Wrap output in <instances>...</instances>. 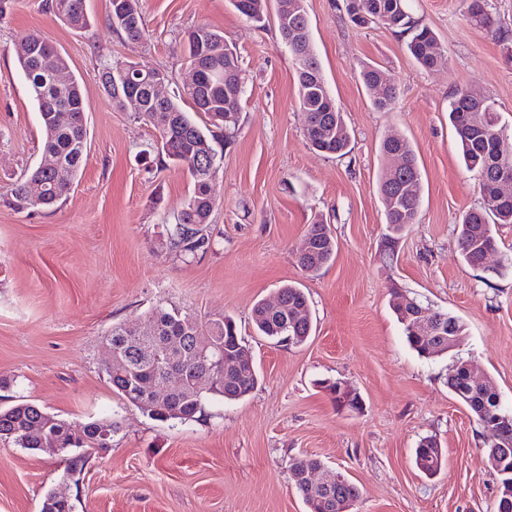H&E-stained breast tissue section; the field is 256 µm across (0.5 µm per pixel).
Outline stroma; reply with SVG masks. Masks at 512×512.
Here are the masks:
<instances>
[{
  "label": "stroma",
  "mask_w": 512,
  "mask_h": 512,
  "mask_svg": "<svg viewBox=\"0 0 512 512\" xmlns=\"http://www.w3.org/2000/svg\"><path fill=\"white\" fill-rule=\"evenodd\" d=\"M0 17V185L40 160L42 129L15 43L39 34L79 78L88 157L66 199L18 210L0 201V408L21 402L58 418L117 420L112 446L88 455L80 474L67 462L0 440V512H41L48 492L74 512H307L291 474L312 456L360 491L354 512H493L500 477L481 457L490 435L448 390L458 359L490 377L512 410V224L500 226L485 267L459 256L457 228L480 196L465 169L448 103L456 90L488 97L512 130V0H489L500 34L468 23L464 0H411L436 33L445 65L428 70L404 35L358 26L346 0H303L311 43L344 114L350 151L327 156L308 146L294 61L274 21L247 20L230 0H140L147 40L121 38L107 22L109 0H86L93 24L76 31L45 0H8ZM208 24L236 44L246 94L241 127L213 189V245L182 259L167 227L190 191L177 167L159 168L153 129L113 106L101 68L128 61L184 82L183 35ZM377 65L399 89L396 106L374 108L357 75ZM408 139L423 198L415 224L386 239L377 191L380 143ZM327 221L334 260L318 273L294 253L309 224ZM292 283L306 292L313 321L300 345L255 335L251 310ZM459 317L463 344L425 359L406 343L389 302L392 289ZM191 315H231L258 372L236 402L214 400L199 419H151L106 380L105 334L143 323L157 303ZM340 380L363 399L337 410L323 380ZM435 437L442 464L415 467L419 440Z\"/></svg>",
  "instance_id": "1"
}]
</instances>
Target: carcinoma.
<instances>
[{
	"instance_id": "1",
	"label": "carcinoma",
	"mask_w": 512,
	"mask_h": 512,
	"mask_svg": "<svg viewBox=\"0 0 512 512\" xmlns=\"http://www.w3.org/2000/svg\"><path fill=\"white\" fill-rule=\"evenodd\" d=\"M470 20L493 31L495 18L488 0H466ZM243 16L257 22L267 18V0H232ZM47 9L71 28L81 31L90 26L84 0H46ZM347 13L358 25L382 24L407 37L406 49L423 67L443 64L446 56L436 51L435 33L410 12L409 0H347ZM113 30L128 41L149 37L139 0H110L107 15ZM275 22L282 43L288 48L298 78V103L306 113L304 136L316 150L342 157L348 153L349 133L344 114L329 92L319 60L314 53L310 25L302 0H275ZM46 40L31 35L13 48L18 65L26 78L43 131L41 159L45 164L34 167L26 178L0 186V195L19 209L53 206L66 197L88 155V137L84 115L83 91L79 79L71 76L63 86L55 81V71L68 61L59 51H36L32 45ZM186 60L199 75L196 87L178 86L159 99L153 85L162 81L172 84L168 73L154 69L144 75L133 65L116 61L99 73L105 94L118 108L132 113L157 132L155 144L158 162L181 167L189 176L191 191L169 228V247L177 257L195 256L211 249L208 224L219 205L213 193V181L222 161L224 139L231 138L241 121L245 85L241 58L236 47L224 45V33L201 24L186 33ZM365 89L373 94L374 106L391 110L398 99L397 85L375 66L359 73ZM190 104L186 111L182 103ZM451 123L467 169L475 174L477 187L493 182L501 174L512 176V134L500 125L498 113L489 101L470 91L459 89L449 102ZM383 164L378 188L386 224L398 235L416 222L422 201V177L413 145L405 138H385L380 146ZM40 180L46 190L42 201L28 200L25 185ZM512 224V195L500 199L480 197L479 206L467 211L458 226V245L462 260L469 266H483L485 253L497 247L496 228ZM306 249L295 252L297 266L316 273L336 255V240L327 224H310L303 235ZM280 306L270 308L263 301L252 310V325L260 336L272 340L293 337L301 345L312 330L309 300L303 289L287 284L279 288ZM393 294L392 310L403 326L409 346L419 355H439L431 338L415 333L405 322L406 311ZM144 336L138 337L128 326H112L105 341L120 361L105 368L112 391L150 417L167 421L173 417L193 421L204 410L205 401L220 397L238 401L248 396L258 382L254 364L240 362L229 370L218 367L221 359H235L242 337L229 315L204 319L182 312L176 307L156 305L143 324ZM173 362L187 378L186 392L163 400L145 392L150 384L163 380L168 362ZM200 384L199 390L193 385ZM448 389L463 403L479 423L482 394L465 383L464 369L448 377ZM120 430L114 419L87 423L60 419L32 403H19L0 409V438L18 448L45 454L56 451L77 454L68 459L65 474L82 470L85 458L93 450L112 446V437ZM484 457L499 460V497L494 512H512V436L500 448L486 446ZM436 440L422 438L415 448V465L432 475L441 466ZM308 512H336V496L343 493L357 500L360 492L350 483L339 489L326 490L316 483H295Z\"/></svg>"
}]
</instances>
